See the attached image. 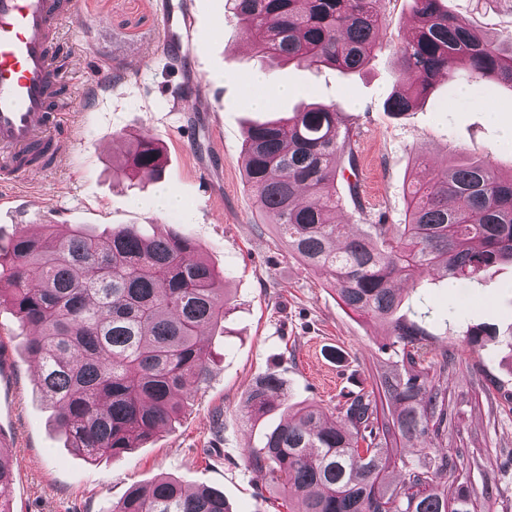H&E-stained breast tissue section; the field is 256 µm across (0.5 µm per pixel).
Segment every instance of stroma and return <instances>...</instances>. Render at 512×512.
Segmentation results:
<instances>
[{
    "label": "stroma",
    "instance_id": "stroma-1",
    "mask_svg": "<svg viewBox=\"0 0 512 512\" xmlns=\"http://www.w3.org/2000/svg\"><path fill=\"white\" fill-rule=\"evenodd\" d=\"M454 15L512 47V6L503 0H446ZM195 51L188 69L202 76L198 107L172 110L183 72L160 59L162 22L153 0H79V17L61 38L77 51L64 80L74 102L64 125L75 145L63 164L4 187L0 248L19 231L45 224L83 226L102 233L120 224L144 235L191 238L228 277L231 311L210 336L211 374L192 390L180 419L121 459L86 462L71 455L50 422L39 392V369L27 352L9 306L0 307V443L11 451L13 512H110L131 487L169 475L189 489L221 490L231 512H288L274 502L270 474L248 463L246 451L285 418L277 410L245 428L239 408L253 379L278 371L289 404L315 403L336 416L347 396L372 390L388 343V329L345 308L322 275L289 253L274 225L260 223L245 184L241 151L249 123L282 117L311 102L334 105L355 144L361 200L369 219L403 221L405 188L427 165L473 153L504 177L512 175V86L484 94L472 84L439 81L415 110L395 117L384 102L393 89L394 47L418 23L411 0H386L380 45L363 69L345 73L296 64L269 67L256 57L227 0H194ZM120 72L110 87L93 89L91 71ZM267 71L292 85V96L250 108L247 79ZM494 110H487L486 102ZM157 140L167 162L160 181L117 183L112 158L125 136ZM195 148L186 150L184 137ZM178 195V210L156 206L159 186ZM403 314L429 332V345L447 350L457 374L472 375L457 389L447 447L464 452L462 474L476 491L492 487L488 512H512V265L490 269L466 288L424 278L402 284ZM481 328L479 345L466 333Z\"/></svg>",
    "mask_w": 512,
    "mask_h": 512
}]
</instances>
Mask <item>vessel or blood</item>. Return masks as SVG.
<instances>
[{"mask_svg":"<svg viewBox=\"0 0 512 512\" xmlns=\"http://www.w3.org/2000/svg\"><path fill=\"white\" fill-rule=\"evenodd\" d=\"M194 0H161V57L183 62L192 45ZM76 15L75 0H0V184L13 185L44 148L63 150L57 133L72 101L62 99L55 59L65 50L59 29Z\"/></svg>","mask_w":512,"mask_h":512,"instance_id":"1","label":"vessel or blood"}]
</instances>
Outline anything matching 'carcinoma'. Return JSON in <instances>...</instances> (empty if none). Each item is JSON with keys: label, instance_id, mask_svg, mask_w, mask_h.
Segmentation results:
<instances>
[{"label": "carcinoma", "instance_id": "cac0c4a2", "mask_svg": "<svg viewBox=\"0 0 512 512\" xmlns=\"http://www.w3.org/2000/svg\"><path fill=\"white\" fill-rule=\"evenodd\" d=\"M384 0H233L257 53L341 71L362 68L379 46ZM419 24L395 45V88L385 109L411 111L441 78L459 74L492 92L512 86L504 52L442 0H414ZM349 127L331 105L251 125L242 169L265 224L288 251L318 272L351 311L388 325L395 357L377 372V391L346 403L338 420L307 404L247 449L273 487L301 502L298 512H484V504L444 450L451 419L448 350L432 355L428 333L398 314L396 284L429 273L452 283L479 280L512 264V177L485 159L452 158L408 187L403 222L352 235L335 220L336 180L355 172ZM159 143L137 137L112 158L118 179L159 178ZM34 331L29 354L39 388L67 447L87 459H119L172 424L187 404L181 392L207 381L211 354L201 343L224 324V277L186 236L143 235L134 224L96 234L46 224L0 251V304ZM286 401L275 372L257 376L240 405L249 425ZM414 458L397 455L399 444ZM13 472L0 443V512H12ZM112 512H229L224 494L187 490L162 476L133 488Z\"/></svg>", "mask_w": 512, "mask_h": 512}]
</instances>
